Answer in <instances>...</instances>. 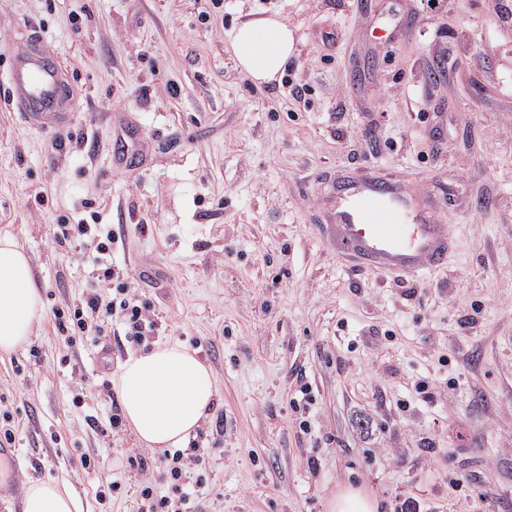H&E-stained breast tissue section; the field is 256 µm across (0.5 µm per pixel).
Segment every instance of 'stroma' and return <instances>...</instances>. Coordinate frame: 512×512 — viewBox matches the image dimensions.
I'll return each mask as SVG.
<instances>
[{
    "instance_id": "obj_1",
    "label": "stroma",
    "mask_w": 512,
    "mask_h": 512,
    "mask_svg": "<svg viewBox=\"0 0 512 512\" xmlns=\"http://www.w3.org/2000/svg\"><path fill=\"white\" fill-rule=\"evenodd\" d=\"M270 14L295 33L304 100L235 66L230 31ZM24 28L52 39L71 118L39 132L0 104V233L46 311L0 356L13 500L64 479L83 512H141L162 454L110 428L112 380L179 340L217 388L183 451L194 512H325L346 483L378 512H512V0H0V51ZM360 172L431 197L444 268L385 274L337 251L328 195ZM94 211L155 315L141 342L107 317L96 344L55 327V308L116 295L86 238L54 242Z\"/></svg>"
}]
</instances>
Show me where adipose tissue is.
Segmentation results:
<instances>
[{
  "instance_id": "adipose-tissue-1",
  "label": "adipose tissue",
  "mask_w": 512,
  "mask_h": 512,
  "mask_svg": "<svg viewBox=\"0 0 512 512\" xmlns=\"http://www.w3.org/2000/svg\"><path fill=\"white\" fill-rule=\"evenodd\" d=\"M230 40L238 68L259 85L274 81L295 54L294 34L276 16L237 25ZM44 315L27 252L13 236L1 234L0 355L26 345ZM112 387L138 443L156 450L186 447L217 397L209 366L180 342L158 344L130 356ZM23 508L24 512H83L76 492L58 480L29 483Z\"/></svg>"
}]
</instances>
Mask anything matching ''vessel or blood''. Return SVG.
I'll use <instances>...</instances> for the list:
<instances>
[{
    "instance_id": "vessel-or-blood-1",
    "label": "vessel or blood",
    "mask_w": 512,
    "mask_h": 512,
    "mask_svg": "<svg viewBox=\"0 0 512 512\" xmlns=\"http://www.w3.org/2000/svg\"><path fill=\"white\" fill-rule=\"evenodd\" d=\"M0 89L31 129L66 127L67 78L43 35L20 37L0 52ZM331 218L337 241L359 264L415 274L438 269L448 258L445 225L437 223L430 208L417 207L388 176L351 182L337 196Z\"/></svg>"
}]
</instances>
